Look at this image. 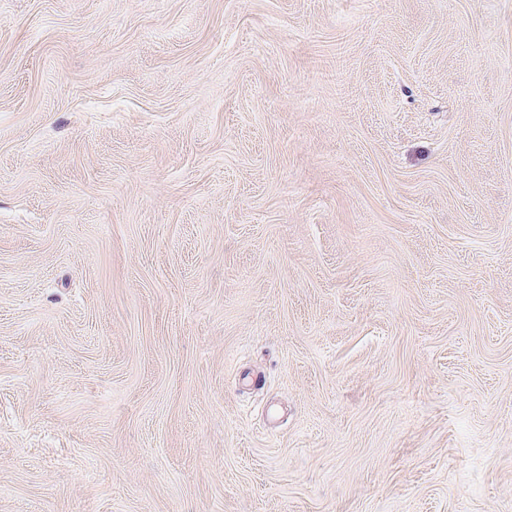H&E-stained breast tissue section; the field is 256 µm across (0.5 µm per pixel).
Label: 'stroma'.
Here are the masks:
<instances>
[{
    "label": "stroma",
    "mask_w": 512,
    "mask_h": 512,
    "mask_svg": "<svg viewBox=\"0 0 512 512\" xmlns=\"http://www.w3.org/2000/svg\"><path fill=\"white\" fill-rule=\"evenodd\" d=\"M0 512H512V0H0Z\"/></svg>",
    "instance_id": "1"
}]
</instances>
